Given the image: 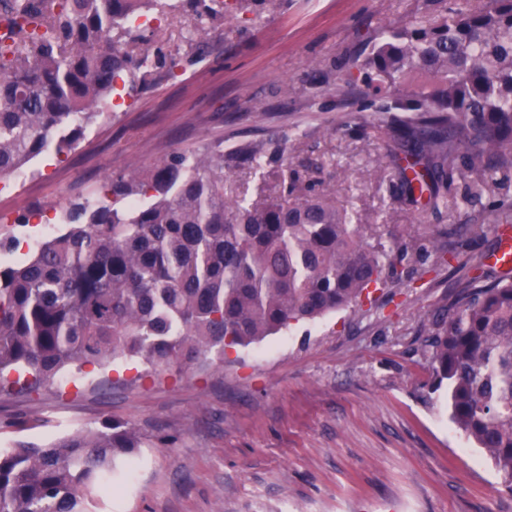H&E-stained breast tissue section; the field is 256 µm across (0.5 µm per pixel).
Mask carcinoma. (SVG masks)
Segmentation results:
<instances>
[{
    "label": "carcinoma",
    "instance_id": "carcinoma-1",
    "mask_svg": "<svg viewBox=\"0 0 512 512\" xmlns=\"http://www.w3.org/2000/svg\"><path fill=\"white\" fill-rule=\"evenodd\" d=\"M160 13L224 20L226 0H0V178L57 136L74 149L118 83L158 75V34L140 31L141 3ZM363 86L361 111L399 148L402 196L440 214L473 203L512 173V0L455 3L413 17L338 76ZM408 112L405 120L389 116ZM264 175L283 165L270 140L245 156ZM64 229L34 255L0 264V396L51 387L67 366L137 358L156 372L193 366L346 308L377 306L371 290L401 278L369 228L322 193L283 183L266 196L224 197V152H174L107 178L102 195L59 212ZM458 224L419 263L446 264ZM425 326L432 389L448 385L454 427L485 451L512 491V280L481 253ZM145 438L108 420L37 446L0 448V512H87Z\"/></svg>",
    "mask_w": 512,
    "mask_h": 512
}]
</instances>
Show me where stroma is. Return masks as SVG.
Segmentation results:
<instances>
[{"instance_id": "obj_1", "label": "stroma", "mask_w": 512, "mask_h": 512, "mask_svg": "<svg viewBox=\"0 0 512 512\" xmlns=\"http://www.w3.org/2000/svg\"><path fill=\"white\" fill-rule=\"evenodd\" d=\"M425 9L426 0H245L206 25L211 51L199 58L187 41L194 18L169 14L161 37L179 62L174 76L118 88L75 150L39 156L24 187L0 182V230L33 249L71 201L174 151L223 149L226 199L254 195L263 178L241 155L284 137L282 171L297 193L334 196L406 274L377 310L339 311L220 362L67 367L50 389L0 399L1 446L107 419L135 426L151 445L95 512H512L491 461L453 428L445 391L431 389L424 326L457 277L449 265L416 271L429 237L478 222L491 201L439 215L406 204L384 137L332 81L372 37ZM38 210L44 219L16 223Z\"/></svg>"}]
</instances>
